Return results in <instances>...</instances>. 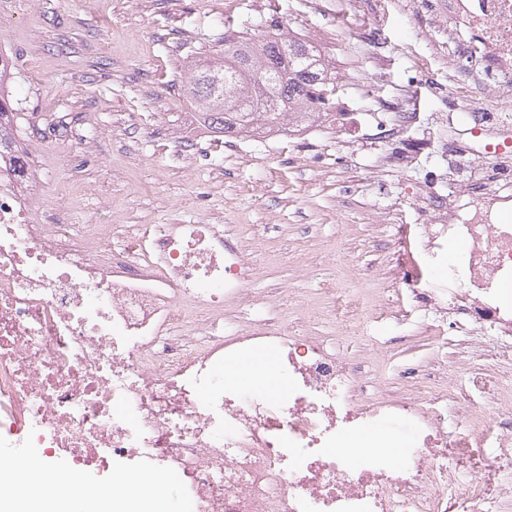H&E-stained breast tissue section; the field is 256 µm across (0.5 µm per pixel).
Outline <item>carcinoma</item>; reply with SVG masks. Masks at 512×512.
I'll list each match as a JSON object with an SVG mask.
<instances>
[{"label":"carcinoma","instance_id":"1","mask_svg":"<svg viewBox=\"0 0 512 512\" xmlns=\"http://www.w3.org/2000/svg\"><path fill=\"white\" fill-rule=\"evenodd\" d=\"M186 100L214 133L239 136L258 126L310 124V102L330 99L338 82L330 62L312 43L290 36L283 22L266 33L224 40V57L211 50L188 75Z\"/></svg>","mask_w":512,"mask_h":512}]
</instances>
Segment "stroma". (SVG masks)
I'll list each match as a JSON object with an SVG mask.
<instances>
[{"label": "stroma", "mask_w": 512, "mask_h": 512, "mask_svg": "<svg viewBox=\"0 0 512 512\" xmlns=\"http://www.w3.org/2000/svg\"><path fill=\"white\" fill-rule=\"evenodd\" d=\"M0 0V44L16 56L13 96L27 111L72 128L48 144L40 178L60 220L102 224L224 227L245 248L253 271L246 298L224 306V332L263 322L307 329L327 350L349 358L374 398L405 393L409 368L430 376L433 392L451 393L454 417L477 405L495 422L496 379L480 349L492 331L436 330L434 315L395 287L400 257L412 253L425 288L447 294L448 250L426 258L418 188L433 194L469 188L459 147L480 109L481 76L462 73L452 53L433 48L436 0L417 18L385 5L378 44L350 36L353 17L337 0ZM286 21L323 51L341 80L335 101L347 113L358 149L320 134L270 145L207 134L195 160L177 156L170 132L198 126L180 88L202 40ZM416 115L413 130L385 142L386 113ZM141 130L130 136V121ZM356 294L364 331L343 336L346 299Z\"/></svg>", "instance_id": "obj_1"}]
</instances>
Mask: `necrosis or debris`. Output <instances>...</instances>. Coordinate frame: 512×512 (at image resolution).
<instances>
[{
    "mask_svg": "<svg viewBox=\"0 0 512 512\" xmlns=\"http://www.w3.org/2000/svg\"><path fill=\"white\" fill-rule=\"evenodd\" d=\"M435 20L459 67L484 62L482 106L512 114V0H441ZM0 153V435L66 454L81 472L136 466L175 477L195 512H491L512 499L503 451L460 483L448 457L484 440L449 431L437 397L364 396L357 371L282 327L224 333V301L247 295L250 264L214 224H140L111 248V225L46 224L31 202L39 139ZM512 192L456 188L429 199L423 246L467 256L447 295L413 273L399 287L439 310L512 335ZM271 353L284 397L244 395L225 359ZM413 440L376 462L345 436L391 417Z\"/></svg>",
    "mask_w": 512,
    "mask_h": 512,
    "instance_id": "4bbe7bcc",
    "label": "necrosis or debris"
}]
</instances>
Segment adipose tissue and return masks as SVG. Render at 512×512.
Returning <instances> with one entry per match:
<instances>
[{
  "label": "adipose tissue",
  "mask_w": 512,
  "mask_h": 512,
  "mask_svg": "<svg viewBox=\"0 0 512 512\" xmlns=\"http://www.w3.org/2000/svg\"><path fill=\"white\" fill-rule=\"evenodd\" d=\"M224 373L271 394L281 392L270 356L236 360L225 366ZM65 478V472L48 467L39 457L14 459L0 467V512H147L165 499L166 482L160 477L138 479L137 493L122 496L93 486L75 495H50V488Z\"/></svg>",
  "instance_id": "1"
}]
</instances>
